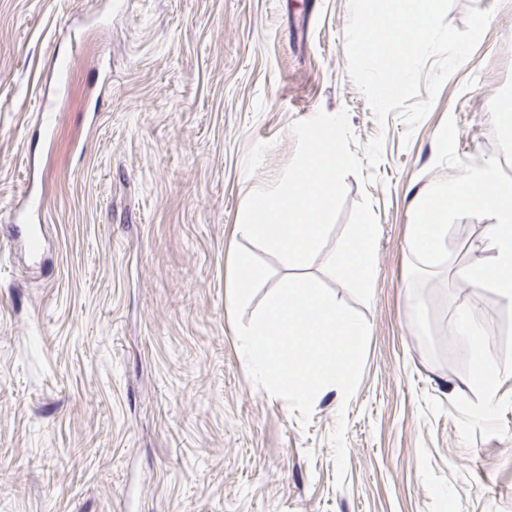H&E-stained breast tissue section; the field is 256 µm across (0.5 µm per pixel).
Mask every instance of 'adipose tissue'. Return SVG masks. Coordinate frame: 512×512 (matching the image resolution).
Wrapping results in <instances>:
<instances>
[{
	"label": "adipose tissue",
	"instance_id": "adipose-tissue-1",
	"mask_svg": "<svg viewBox=\"0 0 512 512\" xmlns=\"http://www.w3.org/2000/svg\"><path fill=\"white\" fill-rule=\"evenodd\" d=\"M493 180L498 181L497 171L495 166L488 165L461 174L451 185L431 188L413 213L407 242L417 260L430 262L433 256L447 252L449 213L473 209L489 212L493 222L487 225L483 241L487 263L457 266L453 275L475 288L494 289L502 302L512 307V182L498 181L499 188L492 194L485 186ZM375 235V225H355L348 238L337 240L327 252V266L343 273L361 289H368L374 271ZM485 334L469 310L456 313L452 335L467 342L475 354L474 385L479 401L473 412L480 417L491 410L504 376L490 358Z\"/></svg>",
	"mask_w": 512,
	"mask_h": 512
}]
</instances>
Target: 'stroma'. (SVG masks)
Listing matches in <instances>:
<instances>
[{
	"label": "stroma",
	"instance_id": "obj_1",
	"mask_svg": "<svg viewBox=\"0 0 512 512\" xmlns=\"http://www.w3.org/2000/svg\"><path fill=\"white\" fill-rule=\"evenodd\" d=\"M473 6L491 21L409 135L349 76V0H0V512H512V376L474 418L450 336L472 307L512 368V308L448 272L486 262L492 217L449 215L428 269L407 245L431 186L489 163L512 181V0L447 22ZM321 110L347 111L364 165L327 244L377 236L368 290L304 269L369 326L355 393L304 428L252 381L228 277L245 197ZM29 189L35 256L10 230Z\"/></svg>",
	"mask_w": 512,
	"mask_h": 512
}]
</instances>
